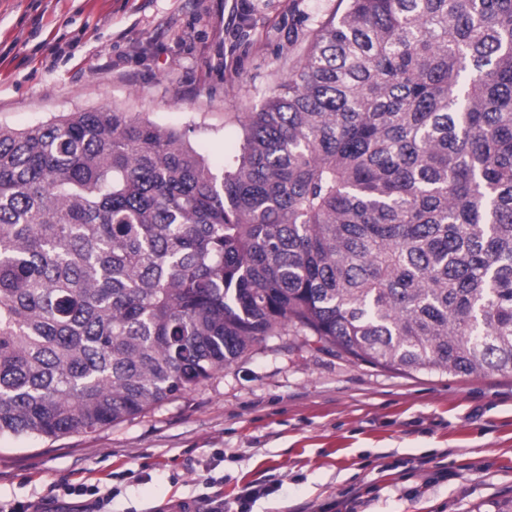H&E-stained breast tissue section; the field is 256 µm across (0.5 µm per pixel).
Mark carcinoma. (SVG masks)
Returning <instances> with one entry per match:
<instances>
[{
  "mask_svg": "<svg viewBox=\"0 0 512 512\" xmlns=\"http://www.w3.org/2000/svg\"><path fill=\"white\" fill-rule=\"evenodd\" d=\"M214 167L114 109L0 127V438L96 432L292 328L512 372V0H344Z\"/></svg>",
  "mask_w": 512,
  "mask_h": 512,
  "instance_id": "1",
  "label": "carcinoma"
}]
</instances>
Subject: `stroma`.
Wrapping results in <instances>:
<instances>
[{
	"label": "stroma",
	"instance_id": "obj_1",
	"mask_svg": "<svg viewBox=\"0 0 512 512\" xmlns=\"http://www.w3.org/2000/svg\"><path fill=\"white\" fill-rule=\"evenodd\" d=\"M340 0H0V127L116 108L216 166ZM112 481V512H491L512 501V372L406 374L266 337L134 419L0 438V499ZM265 489L244 501L248 486Z\"/></svg>",
	"mask_w": 512,
	"mask_h": 512
}]
</instances>
